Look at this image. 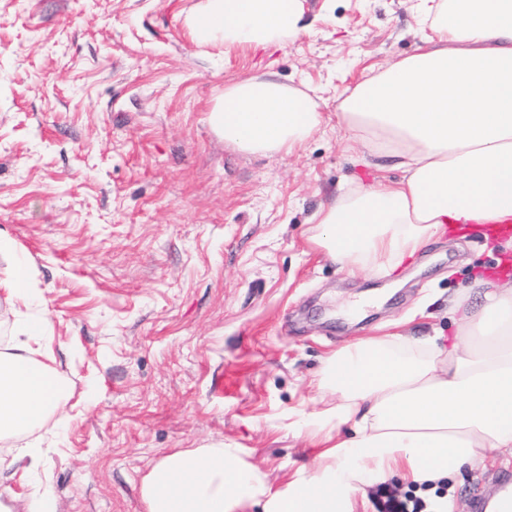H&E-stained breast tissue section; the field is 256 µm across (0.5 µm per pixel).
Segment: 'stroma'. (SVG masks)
<instances>
[{
    "label": "stroma",
    "instance_id": "35a3bbf8",
    "mask_svg": "<svg viewBox=\"0 0 512 512\" xmlns=\"http://www.w3.org/2000/svg\"><path fill=\"white\" fill-rule=\"evenodd\" d=\"M204 0H0V237L40 300L0 301V349L26 314L47 320L64 413L0 451V497L51 491L56 512H146L165 455L224 443L273 486L318 446L289 428L323 407L324 358L399 323L453 337L450 298L512 279V248L445 234L404 281L349 276L311 238L368 165L336 116L370 67L414 54L418 0H302L282 45L225 50L188 25ZM276 74L320 99L299 149L243 154L209 114L226 85ZM512 485V466L465 472L458 512Z\"/></svg>",
    "mask_w": 512,
    "mask_h": 512
}]
</instances>
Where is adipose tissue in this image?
Wrapping results in <instances>:
<instances>
[{
  "label": "adipose tissue",
  "mask_w": 512,
  "mask_h": 512,
  "mask_svg": "<svg viewBox=\"0 0 512 512\" xmlns=\"http://www.w3.org/2000/svg\"><path fill=\"white\" fill-rule=\"evenodd\" d=\"M431 35L339 104L366 156L403 171L351 188L316 216L313 238L349 275L390 273L464 224L512 221V0H423ZM300 0H205L197 38L225 47L273 45L300 31ZM245 153L293 151L322 125L320 102L274 75L225 86L210 114ZM11 302L39 298L31 264L0 240ZM459 338L392 332L328 355L317 380L333 399L299 430L319 445L311 468L272 488L238 449L214 445L159 460L141 484L146 512H354L367 487L401 477L445 486L490 457L512 463V284L479 280L454 297ZM46 322L0 352V442L62 410V378L35 356Z\"/></svg>",
  "instance_id": "1"
}]
</instances>
